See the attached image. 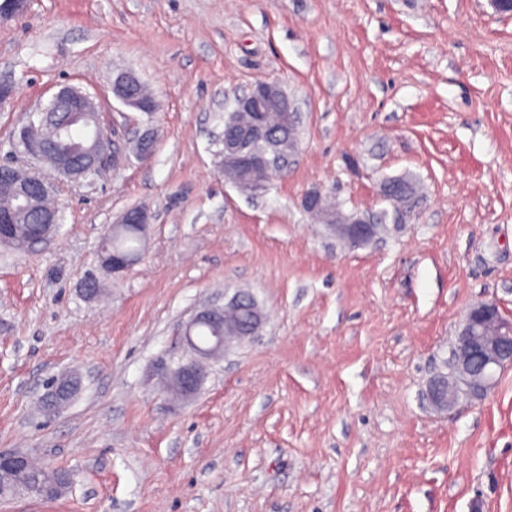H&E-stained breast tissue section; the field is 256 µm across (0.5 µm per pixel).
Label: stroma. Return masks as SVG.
<instances>
[{
  "instance_id": "35a3bbf8",
  "label": "stroma",
  "mask_w": 512,
  "mask_h": 512,
  "mask_svg": "<svg viewBox=\"0 0 512 512\" xmlns=\"http://www.w3.org/2000/svg\"><path fill=\"white\" fill-rule=\"evenodd\" d=\"M133 72L159 103L112 96ZM0 161L62 86L101 119L155 136L93 182H55L48 242L0 248V451L72 472L57 500L0 512H512V366L480 401L424 393L468 309L512 320V15L489 0H30L0 23ZM277 84L301 112L268 192L225 181L224 115ZM412 173L417 218L337 245L304 211L318 189L348 214L388 209ZM151 214L144 255L80 283L113 219ZM250 292L258 336L211 361L198 393L165 389L182 325ZM83 388L44 418L46 381ZM140 93L152 96L148 88L130 71H118L112 77L111 90L113 98L135 111L151 114L155 111L152 101L143 98ZM50 101L63 102L68 112H100L101 104L88 93L74 86H63Z\"/></svg>"
}]
</instances>
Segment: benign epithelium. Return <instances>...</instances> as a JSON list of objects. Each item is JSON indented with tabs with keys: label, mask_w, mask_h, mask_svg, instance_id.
Segmentation results:
<instances>
[{
	"label": "benign epithelium",
	"mask_w": 512,
	"mask_h": 512,
	"mask_svg": "<svg viewBox=\"0 0 512 512\" xmlns=\"http://www.w3.org/2000/svg\"><path fill=\"white\" fill-rule=\"evenodd\" d=\"M29 0H0V22L22 16L28 8ZM140 81L130 71H118L112 77L113 98L135 111L150 114L155 111L152 101L139 94ZM52 100L63 102L70 112H99L101 104L88 93L74 86H63ZM253 104L256 108L268 104L284 113L292 123L301 121V113L296 103L283 94L279 86L265 83L250 93L243 95L241 104ZM43 124L32 119L19 132V141L25 152L43 167L54 170L57 176L70 181L86 180L96 176L104 165L110 147V136L90 128L86 141L90 147L85 158L71 166L56 167L53 157L46 152ZM224 156L236 166L250 172L251 179L243 185H235L241 193L258 196L266 192L268 183L280 175L288 164V156L271 158L260 153H244L239 148V138L230 135L224 138ZM10 167L0 162V197L10 198L23 208L31 197L43 195L50 198L53 182L43 176L36 178V184H20L12 177H6L3 170ZM38 223L43 225L41 235L34 243L47 242L60 223L59 210L50 206L38 211ZM119 224L135 226L146 233L151 223V215L144 207L126 210L117 220ZM378 219L373 213L356 214L345 222L330 223L327 229L337 239L352 247L369 243L377 235ZM200 318L209 320L216 326H224V335L214 337V350L199 352V359L181 365L171 371L180 391L185 395L196 392L207 371L205 359L215 352L225 350L232 344L251 338L259 332L264 323V314L253 296L236 293L224 306H205L185 324L188 330ZM449 360L452 372H439L428 382L426 396L429 402L440 411L452 409L462 397L483 399L494 388L499 370L512 366V321L505 319L494 302H484L471 307L465 315V323L451 348ZM81 379L76 374L61 375L48 383L49 389L44 398L52 399L47 415L51 416L63 409L64 394L73 387L80 386ZM31 463L30 457L20 451L0 452V469L22 470Z\"/></svg>",
	"instance_id": "1"
}]
</instances>
